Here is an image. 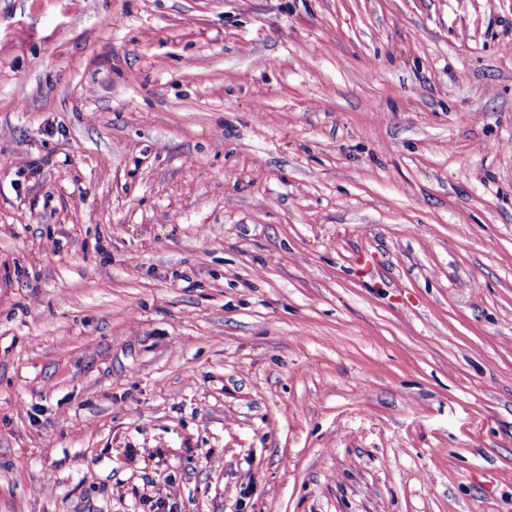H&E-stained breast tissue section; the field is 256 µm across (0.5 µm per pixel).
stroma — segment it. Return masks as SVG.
I'll list each match as a JSON object with an SVG mask.
<instances>
[{
  "label": "stroma",
  "instance_id": "obj_1",
  "mask_svg": "<svg viewBox=\"0 0 512 512\" xmlns=\"http://www.w3.org/2000/svg\"><path fill=\"white\" fill-rule=\"evenodd\" d=\"M163 483L512 512V0H0V512Z\"/></svg>",
  "mask_w": 512,
  "mask_h": 512
}]
</instances>
